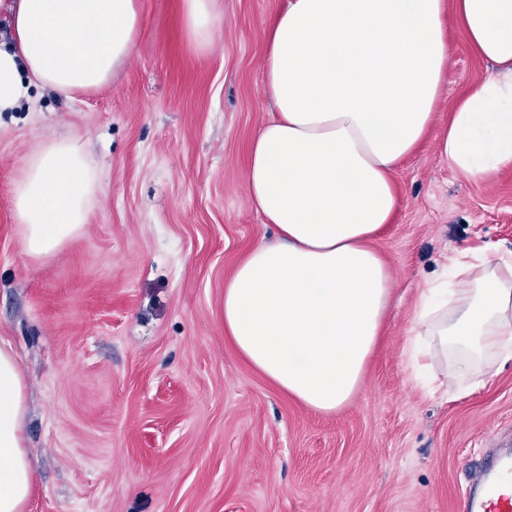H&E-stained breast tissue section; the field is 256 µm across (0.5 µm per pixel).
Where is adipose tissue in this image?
I'll return each mask as SVG.
<instances>
[{
    "label": "adipose tissue",
    "instance_id": "adipose-tissue-1",
    "mask_svg": "<svg viewBox=\"0 0 512 512\" xmlns=\"http://www.w3.org/2000/svg\"><path fill=\"white\" fill-rule=\"evenodd\" d=\"M215 0H182L186 32L209 45ZM455 11L493 74L455 105L438 152L486 180L512 166V0H288L266 28L265 81L277 114L250 148L246 184L276 241L253 248L224 284V335L286 394L322 415L358 392L391 296L370 242L400 204L392 172L435 124ZM0 113L47 87L99 90L134 54L141 0H0ZM97 177L79 140L41 144L14 187L27 251L40 258L87 221ZM426 282L406 347L413 373L451 357L469 377L512 359V265L459 252ZM25 383L0 345V512L32 489Z\"/></svg>",
    "mask_w": 512,
    "mask_h": 512
}]
</instances>
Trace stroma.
Masks as SVG:
<instances>
[{
  "instance_id": "stroma-1",
  "label": "stroma",
  "mask_w": 512,
  "mask_h": 512,
  "mask_svg": "<svg viewBox=\"0 0 512 512\" xmlns=\"http://www.w3.org/2000/svg\"><path fill=\"white\" fill-rule=\"evenodd\" d=\"M286 0H217L210 49L181 0H143L137 52L99 91L35 89L0 114V344L27 383L24 512H464L512 449V360L432 389L403 347L425 281L460 250L512 254V167L478 181L435 134L396 169L401 205L372 241L391 269L380 343L332 416L291 398L224 339V283L275 242L246 186L274 112L262 59ZM439 120L489 62L448 21ZM77 138L100 176L81 232L28 255L13 209L27 158Z\"/></svg>"
}]
</instances>
